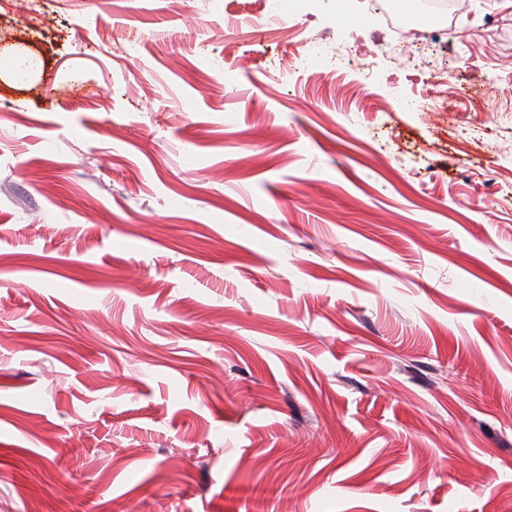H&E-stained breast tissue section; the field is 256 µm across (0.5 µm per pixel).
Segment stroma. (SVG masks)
<instances>
[{"label": "stroma", "mask_w": 512, "mask_h": 512, "mask_svg": "<svg viewBox=\"0 0 512 512\" xmlns=\"http://www.w3.org/2000/svg\"><path fill=\"white\" fill-rule=\"evenodd\" d=\"M451 2L436 116L372 0H0V512H512V0Z\"/></svg>", "instance_id": "1"}]
</instances>
